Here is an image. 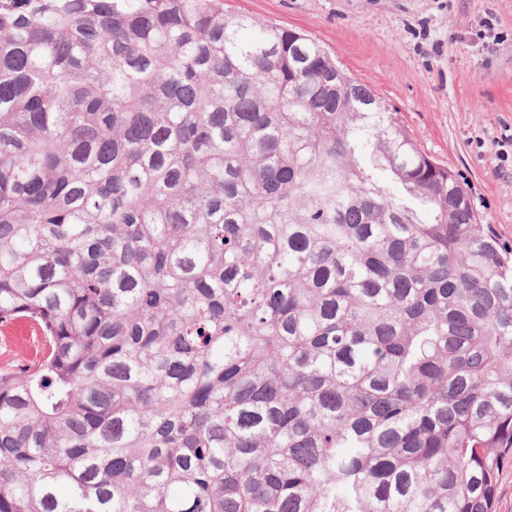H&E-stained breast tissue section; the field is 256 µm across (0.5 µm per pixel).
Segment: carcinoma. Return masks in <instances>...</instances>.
Here are the masks:
<instances>
[{"label": "carcinoma", "instance_id": "1", "mask_svg": "<svg viewBox=\"0 0 512 512\" xmlns=\"http://www.w3.org/2000/svg\"><path fill=\"white\" fill-rule=\"evenodd\" d=\"M0 512H496L512 253L313 37L0 0ZM32 336L22 334L21 332L3 335L0 331V363L10 359L14 354L32 355L37 347L32 342Z\"/></svg>", "mask_w": 512, "mask_h": 512}]
</instances>
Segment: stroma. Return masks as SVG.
<instances>
[{
    "instance_id": "35a3bbf8",
    "label": "stroma",
    "mask_w": 512,
    "mask_h": 512,
    "mask_svg": "<svg viewBox=\"0 0 512 512\" xmlns=\"http://www.w3.org/2000/svg\"><path fill=\"white\" fill-rule=\"evenodd\" d=\"M305 31L395 108L512 248V0H224Z\"/></svg>"
}]
</instances>
